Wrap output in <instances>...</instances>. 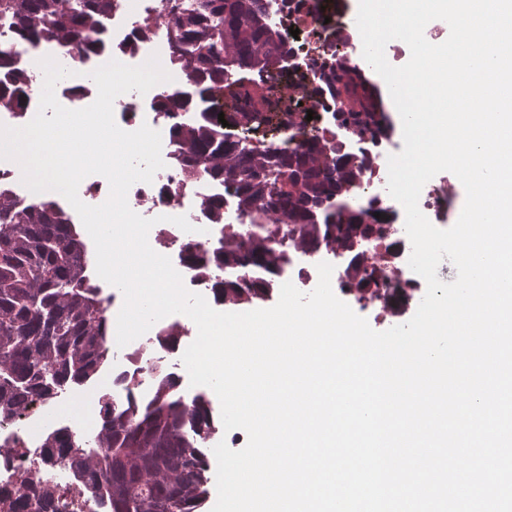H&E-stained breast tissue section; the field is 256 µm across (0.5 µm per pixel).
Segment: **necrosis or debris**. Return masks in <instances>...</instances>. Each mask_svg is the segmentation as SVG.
<instances>
[{
  "mask_svg": "<svg viewBox=\"0 0 512 512\" xmlns=\"http://www.w3.org/2000/svg\"><path fill=\"white\" fill-rule=\"evenodd\" d=\"M262 3L267 23L284 35L287 52L279 57V67L299 63L308 79L303 83L284 79L276 85L279 96L299 101V109L274 116L258 126L251 136L239 135L234 126H226L227 143L248 151L273 149L291 154L316 142L324 148L328 159L346 156L358 171L347 199L359 214V222L342 225L335 240H323L312 250L292 253L285 278L307 293L318 283V263H331L334 266L331 284L338 298L351 299L371 309L378 320L403 324L426 292L425 281L408 265L411 243L405 231L404 210L387 192L388 157L401 152L403 146L386 134H357L341 126L327 98L313 92L322 65L338 61L336 49L342 42L344 22L325 24L320 0H262ZM102 23L112 38L113 59L126 65H140L155 54L172 76L171 81L156 85L146 94L128 92L116 102L117 118L123 130L134 131L145 124L160 132L165 163L152 182L134 183L127 200L134 212L153 220L148 234L151 248L170 258L188 290L206 294V282L198 270L180 259L184 243H192L197 251L205 252L216 239L217 226L201 211L200 200L214 194L223 195L225 225L243 228L249 219L240 211L234 190L202 174L186 176L181 169L170 127L176 122H189L192 113L167 115L152 109L157 99L177 96L188 84L185 68L171 58L173 28L159 18L158 0H137L133 5L128 0H113L112 9ZM0 42L12 44L28 85L23 106H0V124L21 127L38 111L44 74L31 63L27 46L14 42L10 27L2 22ZM176 216L187 217L192 231H183L173 224ZM168 324V319H161L143 336L124 347L113 348L112 375L117 383L112 387V395L117 405H125V397L130 393L139 402L149 401L154 374L171 371L173 351L159 341L161 330ZM59 398L70 405V418L59 417L49 403L20 418H0V501L31 497L24 473L32 470L40 480L58 486L60 495L55 512H105L101 498L75 481L68 463L45 469L39 466L43 443L56 431L68 430L72 443L80 447L96 445L101 428L97 419L99 391L66 390Z\"/></svg>",
  "mask_w": 512,
  "mask_h": 512,
  "instance_id": "4bbe7bcc",
  "label": "necrosis or debris"
}]
</instances>
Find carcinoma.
Wrapping results in <instances>:
<instances>
[{
    "label": "carcinoma",
    "mask_w": 512,
    "mask_h": 512,
    "mask_svg": "<svg viewBox=\"0 0 512 512\" xmlns=\"http://www.w3.org/2000/svg\"><path fill=\"white\" fill-rule=\"evenodd\" d=\"M112 0H0V17L10 20L14 40L34 43L47 26H63L81 58L112 54V43L99 17ZM160 13L174 28L172 56L192 67L190 94L180 101L160 98L158 112L196 113L191 123L176 125L188 173L203 170L211 180L235 187L242 213L250 218L252 246L224 250L235 240L230 229L208 253L185 245L181 259L200 269L215 303L257 304L269 297L267 284L288 265V250L307 243V224H324L332 237L336 224H354L344 215L343 194L355 179L346 162L331 166L310 143L299 152L268 151L248 159L231 156L224 133L214 128L206 104L230 100L231 121L252 127L274 112L288 110L272 85L258 88L241 76L224 82V70L260 74L275 66L283 46L280 32L263 23L259 0H160ZM320 93L330 98L337 118L351 128L380 132L387 113L362 70L349 61L320 74ZM23 104L25 89L15 75L0 79V98ZM90 247L80 225L69 221L57 201L21 204L0 195V417L22 415L37 400L91 381L108 360L107 325L101 288L91 266ZM174 376L159 379L145 404L129 400L119 411L101 399L102 426L97 447L68 444L63 434L45 440L43 463L67 458L77 480L100 496L108 512H198L209 495V464L204 451L212 433L209 403L185 399ZM59 496L43 482L35 500H22L18 512H47Z\"/></svg>",
    "instance_id": "cac0c4a2"
}]
</instances>
